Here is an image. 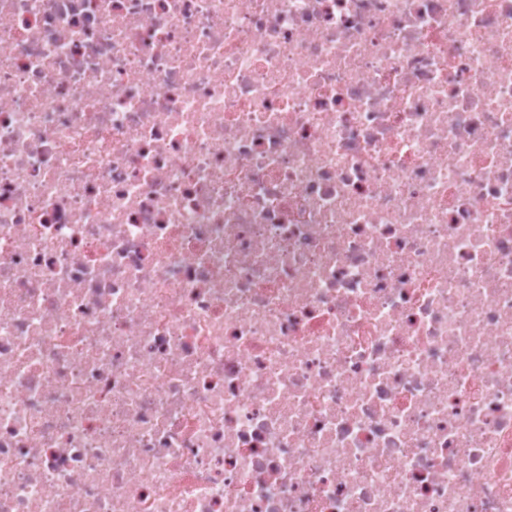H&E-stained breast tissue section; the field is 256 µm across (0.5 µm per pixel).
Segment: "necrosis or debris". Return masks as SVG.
<instances>
[{
  "label": "necrosis or debris",
  "mask_w": 512,
  "mask_h": 512,
  "mask_svg": "<svg viewBox=\"0 0 512 512\" xmlns=\"http://www.w3.org/2000/svg\"><path fill=\"white\" fill-rule=\"evenodd\" d=\"M0 512H512V0H0Z\"/></svg>",
  "instance_id": "necrosis-or-debris-1"
}]
</instances>
